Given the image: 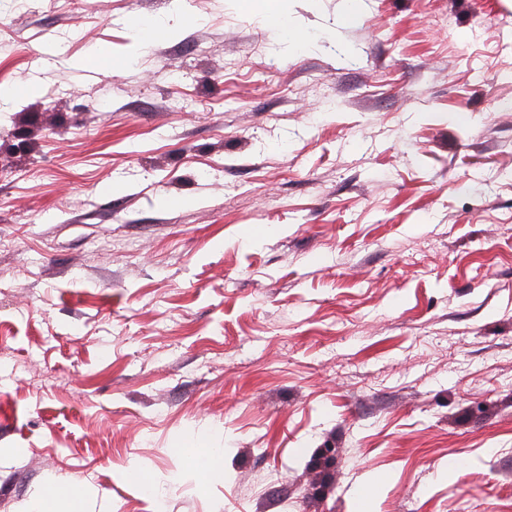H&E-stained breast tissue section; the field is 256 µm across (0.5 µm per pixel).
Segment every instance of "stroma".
<instances>
[{
	"label": "stroma",
	"mask_w": 512,
	"mask_h": 512,
	"mask_svg": "<svg viewBox=\"0 0 512 512\" xmlns=\"http://www.w3.org/2000/svg\"><path fill=\"white\" fill-rule=\"evenodd\" d=\"M170 2L0 16V512H512V0Z\"/></svg>",
	"instance_id": "1"
}]
</instances>
